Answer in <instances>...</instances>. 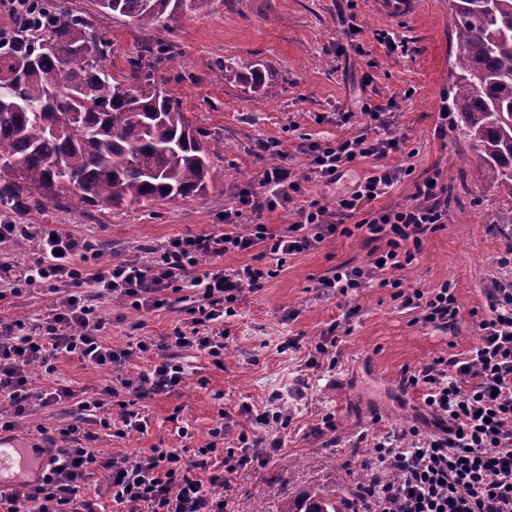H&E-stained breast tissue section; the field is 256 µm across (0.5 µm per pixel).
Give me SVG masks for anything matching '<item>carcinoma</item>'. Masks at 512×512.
Instances as JSON below:
<instances>
[{
  "label": "carcinoma",
  "instance_id": "obj_1",
  "mask_svg": "<svg viewBox=\"0 0 512 512\" xmlns=\"http://www.w3.org/2000/svg\"><path fill=\"white\" fill-rule=\"evenodd\" d=\"M36 11L0 47V224L54 207H128L199 195L214 181L220 139H203L154 69L173 57L159 39L106 68L111 43L65 0H32ZM212 0H97L133 24L157 25L180 12L208 15ZM454 59L450 110L488 186L512 200V0H449ZM245 70L261 97L273 95L260 64ZM336 491L309 486L276 512H342Z\"/></svg>",
  "mask_w": 512,
  "mask_h": 512
}]
</instances>
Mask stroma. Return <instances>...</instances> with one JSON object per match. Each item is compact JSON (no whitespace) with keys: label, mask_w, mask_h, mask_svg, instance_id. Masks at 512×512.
Segmentation results:
<instances>
[{"label":"stroma","mask_w":512,"mask_h":512,"mask_svg":"<svg viewBox=\"0 0 512 512\" xmlns=\"http://www.w3.org/2000/svg\"><path fill=\"white\" fill-rule=\"evenodd\" d=\"M354 2L362 31L353 39L354 50L342 57L337 47L346 41L339 19L345 0H213L207 17L179 15L164 28L131 24L100 11L95 0H68L110 39V71L126 70L128 58L146 40L172 42L174 59L157 66L156 79L180 101L194 127L224 139L223 153L212 159L214 182L200 195L121 209L57 208L47 216V223L61 231L97 238L104 259L146 261L150 247L171 237L224 229V212L237 206L238 190L257 188L273 161L303 177L305 199L330 207L375 165L412 167L411 178L360 208L361 219L405 204L415 178L438 171L448 184L450 219L424 238L404 276L414 287L445 281L452 285L460 308L453 330L422 326L416 311L399 307L388 288L367 287L348 297L318 289V279L337 265L368 264V249L356 235H333L317 248L289 257L280 268L257 249L227 255L213 261V269L251 263L277 268L278 273L260 290L244 292L236 316L225 320L223 366L197 351L182 352L188 369L185 382L136 404L147 422L145 432L120 438L99 424H86L92 435L87 445L102 459L132 460L152 448H177L183 452V466L205 478L221 463L214 457L199 467L196 451L209 442V430L221 413L235 419L241 405L259 407L271 393L284 395L294 417L280 433L281 448L266 464L216 486L225 512H274L276 503L267 495L271 485L284 497L314 485L354 502L359 469L350 465L351 455L369 458L377 435L424 421L418 394L399 386L403 368L477 345L472 314L486 310L488 293L502 278L497 260L512 249V215L502 196L486 186L468 141L442 115L453 94L448 0H420L418 14L398 24L373 17L368 0ZM383 30L407 40L408 52H392L381 44L377 35ZM224 60L262 63L278 87L277 97L261 99L223 76L218 64ZM366 74L371 77L367 83L362 80ZM365 102L387 112L390 132L405 140L404 152L355 161L333 184L310 177L304 145L364 133L367 121L360 106ZM344 112L349 115L345 122L340 119ZM260 141L269 143L270 151H257ZM56 300L52 290L41 286L1 301L0 318H34ZM99 309L108 324L106 339L117 346L143 336L160 340L187 316L183 302L148 313L106 298ZM336 324L342 332L334 349L335 370L308 369L316 344ZM153 362L150 352L135 354L120 370L63 358L54 373L39 371L34 379L40 388L61 383L93 395L114 385L117 372L134 375L149 370ZM328 413L335 416V431L316 432L319 419ZM183 426L191 439L179 437Z\"/></svg>","instance_id":"35a3bbf8"}]
</instances>
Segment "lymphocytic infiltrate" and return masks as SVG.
Here are the masks:
<instances>
[{"label": "lymphocytic infiltrate", "instance_id": "1", "mask_svg": "<svg viewBox=\"0 0 512 512\" xmlns=\"http://www.w3.org/2000/svg\"><path fill=\"white\" fill-rule=\"evenodd\" d=\"M376 136L360 134L336 143L306 145L309 170L331 183L342 168L362 158H383L401 152L404 141L389 133L379 108L362 104ZM411 168L374 167L354 190L338 197L335 207L311 200L297 223L278 233L262 224H247L248 214L272 211L301 191V179L281 165L264 170L261 192L242 189L237 209L224 213L225 230L168 239L153 249L148 261L106 262L92 236L55 232L33 225L40 241L34 264L0 261V301L22 296L39 284L50 285L59 299L34 319L0 323V432L15 429L33 408L72 402L86 418L96 419L103 402L70 386L34 388L33 369H52L59 357H75L94 368L119 366L134 351H156L149 371L120 378L121 387L136 398L174 390L186 378L176 353L194 349L215 365L224 363V320L235 316L244 290H259L271 268L244 264L229 270H205L201 264L229 253L244 254L264 246L277 265L288 257L317 248L334 234L359 235L370 246L365 266H336L318 286L342 296L377 285L392 289L403 308L418 311L423 326L454 328L460 314L453 288L407 286L402 273L413 263L428 233L448 221V185L441 174L414 179V191L401 207L378 212L361 222L353 217L360 206L388 193L395 182L411 177ZM198 291L182 326L160 344L141 339L115 348L106 344L98 300L110 297L137 310L156 311L173 303L174 294ZM480 341L466 352L440 355L418 368H404L401 387L420 392L430 420L426 428L410 426L375 438L365 465L370 481L361 483L358 512H512V281L493 288L490 304L478 320ZM238 445L223 448L226 435ZM78 426L63 428L68 445L55 449L36 481L12 494L0 493V512H94L80 492L92 469L103 470L120 506L137 512H224V500L213 487L219 477H191L177 450L153 448L135 460H99L81 446ZM207 453L223 451L225 477L265 463L280 439L235 432L232 420H217L210 430Z\"/></svg>", "mask_w": 512, "mask_h": 512}]
</instances>
